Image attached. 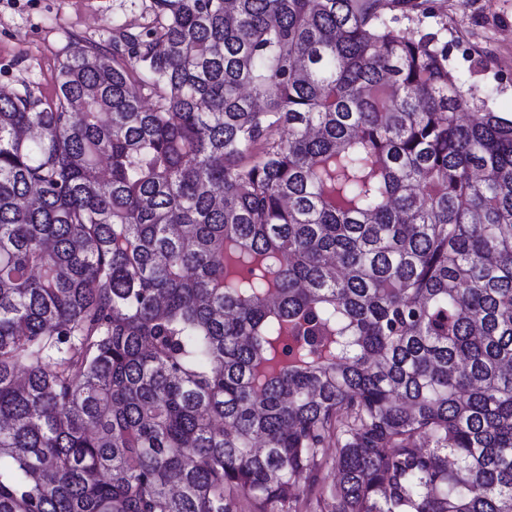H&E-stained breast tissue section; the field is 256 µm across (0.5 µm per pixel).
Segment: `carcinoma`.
Returning a JSON list of instances; mask_svg holds the SVG:
<instances>
[{
    "instance_id": "cac0c4a2",
    "label": "carcinoma",
    "mask_w": 512,
    "mask_h": 512,
    "mask_svg": "<svg viewBox=\"0 0 512 512\" xmlns=\"http://www.w3.org/2000/svg\"><path fill=\"white\" fill-rule=\"evenodd\" d=\"M421 6L152 0L0 91V512H512V116Z\"/></svg>"
}]
</instances>
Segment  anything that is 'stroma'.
<instances>
[{
  "label": "stroma",
  "mask_w": 512,
  "mask_h": 512,
  "mask_svg": "<svg viewBox=\"0 0 512 512\" xmlns=\"http://www.w3.org/2000/svg\"><path fill=\"white\" fill-rule=\"evenodd\" d=\"M150 0H0V89L30 87L40 101L55 96L60 62L74 46L109 39L113 23L150 19ZM423 31L437 34L457 74L489 108L512 113V0H428Z\"/></svg>",
  "instance_id": "35a3bbf8"
}]
</instances>
